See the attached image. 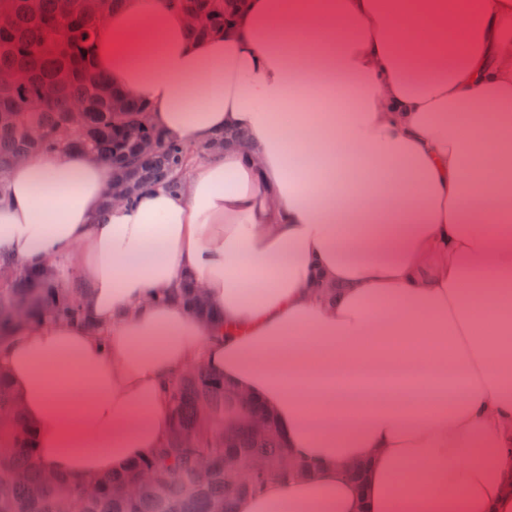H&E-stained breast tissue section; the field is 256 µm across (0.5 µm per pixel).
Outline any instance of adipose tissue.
I'll use <instances>...</instances> for the list:
<instances>
[{
	"label": "adipose tissue",
	"mask_w": 512,
	"mask_h": 512,
	"mask_svg": "<svg viewBox=\"0 0 512 512\" xmlns=\"http://www.w3.org/2000/svg\"><path fill=\"white\" fill-rule=\"evenodd\" d=\"M95 63L170 138L250 148L132 205L73 151L0 187V252L89 287L88 324L0 344L41 464L126 472L200 363L317 465L236 512H512V0H245L203 39L168 0H125ZM187 277L214 319L168 300Z\"/></svg>",
	"instance_id": "adipose-tissue-1"
}]
</instances>
